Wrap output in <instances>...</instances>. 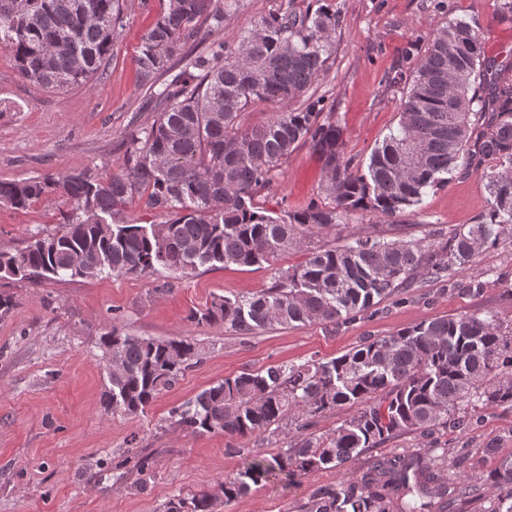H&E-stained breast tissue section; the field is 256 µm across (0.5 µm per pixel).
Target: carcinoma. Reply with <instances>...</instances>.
I'll list each match as a JSON object with an SVG mask.
<instances>
[{"mask_svg":"<svg viewBox=\"0 0 512 512\" xmlns=\"http://www.w3.org/2000/svg\"><path fill=\"white\" fill-rule=\"evenodd\" d=\"M240 0H168L143 38L136 59L144 107L155 113L122 142L124 168L102 176L88 167L0 182V205L24 210L49 197L71 209L51 235L31 236L14 253L0 251V279L43 282L145 274L161 266L175 274L207 266L270 263L312 234L329 233L350 214L392 216L420 204L448 177L483 171L490 207L448 238L403 240L357 232L338 246L309 251L279 272L273 285L246 299L218 296L188 315L192 323H222L238 335L318 323L336 327L401 294L420 275L457 279L478 256L512 238V62L485 56L477 31L453 19L440 26L415 61L397 130L374 148L366 171H351L341 130L307 93L335 53L336 12H300L293 0L257 19L233 39L224 17ZM125 0H0V47L17 72L44 89L86 85L104 74L124 17ZM278 106L271 119L245 128L249 103ZM307 144L326 171L321 202L274 216L259 196L271 172ZM167 217L133 224L130 203ZM79 256L78 266L70 259ZM102 355L112 377L106 408L136 415L200 362L195 343L131 336L112 324ZM342 405L355 408L335 432L308 435L267 457H248L224 477L219 492L175 496L165 512H218L254 486L342 469L363 452L401 433L463 430L487 407L512 409V324L488 313L420 322L391 336L367 339L330 361L307 359L226 377L173 412L190 433L255 436L301 416ZM448 449L383 456L357 475L344 473L315 490L301 512H447L487 500L485 512H512V454L487 478L448 482Z\"/></svg>","mask_w":512,"mask_h":512,"instance_id":"carcinoma-1","label":"carcinoma"}]
</instances>
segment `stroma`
Here are the masks:
<instances>
[{
	"label": "stroma",
	"mask_w": 512,
	"mask_h": 512,
	"mask_svg": "<svg viewBox=\"0 0 512 512\" xmlns=\"http://www.w3.org/2000/svg\"><path fill=\"white\" fill-rule=\"evenodd\" d=\"M295 0L297 10L324 5L336 10V51L314 84L342 131L347 155L367 165L372 150L397 129L405 85L390 86L389 73L403 63L405 51L421 55L431 34L448 18L470 23L485 55L512 50V23L501 21L499 0ZM167 0H128L123 25L105 74L84 87L63 91L39 88L20 78L8 50L0 48V180H20L90 166L102 173L124 163L119 144L131 117L140 112L143 90L136 57L144 34ZM324 172L309 146L297 147L271 174L261 194L268 210L296 211L320 195ZM489 206L480 172L449 179L424 194L420 205L392 216L369 211L351 214L344 226L312 235L269 264L198 268L172 277L165 269L135 275L33 283L1 280L0 295L13 307L0 317V512H163L176 495L214 492L225 476L244 465L221 433L192 434L176 428L173 410L224 378L272 365L310 358L328 361L370 337L442 316L492 313L512 323V239L482 253L462 279L483 283L480 294L450 291L446 282L420 279L413 288L381 302L374 315L335 329L307 324L270 329L251 336L225 331L223 324H195L188 314L213 297L248 298L269 288L279 271L302 262L308 250L342 243L358 229L389 233L401 226L405 238H433L469 224ZM62 200L30 209L0 206V251L26 246L30 237L61 227ZM173 291H163L164 282ZM118 324L133 336L166 339L185 336L197 342L202 360L163 390L142 413L106 411L110 386L99 338ZM351 406L313 419L309 429L297 421L253 436L255 451L277 453L306 433H331L349 419ZM512 452V409L487 408L466 432H438L424 438L398 435L353 459L345 471L365 470L379 456L427 453L435 448L463 450L459 474L484 476L496 457L487 444ZM342 471V472H345ZM341 471L320 469L291 482L252 488L221 512H297L312 492L335 486Z\"/></svg>",
	"instance_id": "stroma-1"
}]
</instances>
